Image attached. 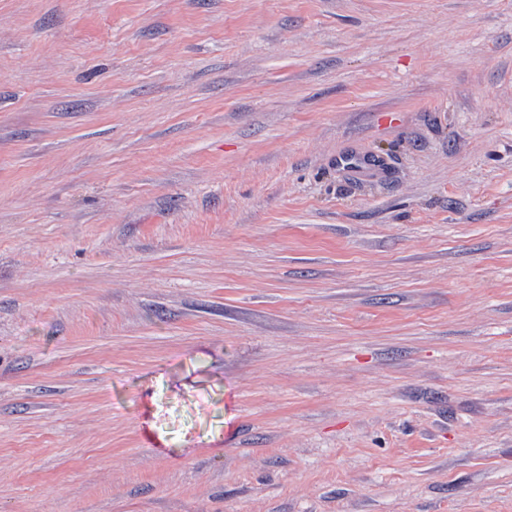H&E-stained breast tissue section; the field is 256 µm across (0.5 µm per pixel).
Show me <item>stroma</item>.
<instances>
[{
	"mask_svg": "<svg viewBox=\"0 0 512 512\" xmlns=\"http://www.w3.org/2000/svg\"><path fill=\"white\" fill-rule=\"evenodd\" d=\"M0 512H512V0H0Z\"/></svg>",
	"mask_w": 512,
	"mask_h": 512,
	"instance_id": "1",
	"label": "stroma"
}]
</instances>
